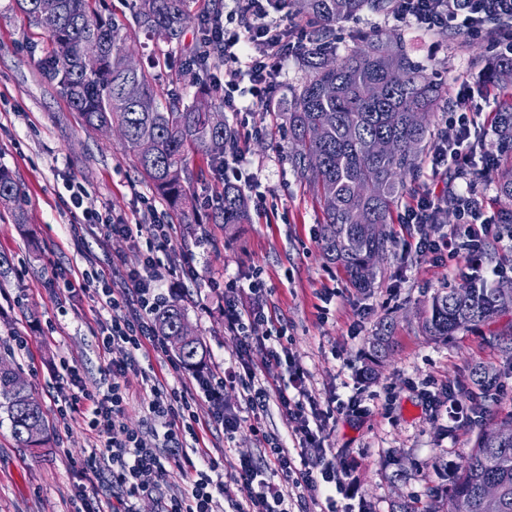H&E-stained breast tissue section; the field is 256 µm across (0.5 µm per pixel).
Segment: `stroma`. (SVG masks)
Wrapping results in <instances>:
<instances>
[{"label": "stroma", "instance_id": "obj_1", "mask_svg": "<svg viewBox=\"0 0 512 512\" xmlns=\"http://www.w3.org/2000/svg\"><path fill=\"white\" fill-rule=\"evenodd\" d=\"M363 31L402 35L412 57L432 68L444 101L453 99L455 81L464 75L474 86L482 118L499 110L501 96L485 91L475 64L476 57L496 52L485 38L462 33L452 41L447 31H426L390 13L365 11L337 24V53L352 48ZM40 47V36L14 0H0V165L15 173L27 215L20 226L0 208V253L11 261L8 281L0 285V360L19 371L50 429L48 451L31 453L18 447L0 410V512H71L81 490L95 507L110 497L107 473L82 472L94 437L82 421L63 428L55 419V404L68 393L55 373L60 359H67L77 365L88 389L102 392L109 382L108 359L122 358L123 352L104 356L91 292H63L53 275L85 268L91 257L109 268L114 287H121L127 264L145 251L146 242L74 235L64 183L71 178L83 182L91 204L117 219L141 218L149 201L166 207L135 173L119 134L101 135L82 126L43 75ZM237 105L227 115L240 136L236 166L243 175H256L264 207L251 211L249 223L215 224L207 215L223 179L188 184L204 223L197 234L180 233L170 250L193 253L198 275L174 287L173 296L184 305L209 359H224L238 342L225 334L224 300L210 292L208 282L223 276L246 284L261 276L267 308L285 331L289 354L306 369L318 407L352 397L360 402L355 413L337 415L326 432L325 445L336 452L345 486L336 497L339 512H394L401 501L432 512L445 503L453 474L474 448L481 426L512 418V358L497 342L499 334L512 329V310L445 342L424 335L420 316L438 291L468 282H512V248L488 239L482 265L473 273L463 265L453 268L419 256V238L436 237L456 221L448 198L439 223H400L413 193L431 183L430 170L422 164L394 207L397 219L387 227L388 251L372 286L354 287L321 255V210L287 161L282 114L249 96L238 98ZM382 322L392 327L394 347L377 378L369 379L364 375L369 339ZM17 330L28 338L26 350H17L11 339ZM478 367L496 370L501 392L477 384L472 373ZM451 384L481 408L480 418L453 428L429 416L423 391L439 393ZM205 444L215 458L256 459L261 453L257 433L246 427L229 438L221 429L210 430Z\"/></svg>", "mask_w": 512, "mask_h": 512}]
</instances>
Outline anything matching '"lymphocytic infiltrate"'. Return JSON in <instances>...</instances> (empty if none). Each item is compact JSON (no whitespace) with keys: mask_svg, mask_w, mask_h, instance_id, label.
<instances>
[{"mask_svg":"<svg viewBox=\"0 0 512 512\" xmlns=\"http://www.w3.org/2000/svg\"><path fill=\"white\" fill-rule=\"evenodd\" d=\"M492 15L512 19V0H395L394 8L397 20L429 31L450 28L470 36L482 34ZM308 43L307 30L284 21L271 0H232L231 8L216 18L194 52L219 54L228 76L224 105L233 111L237 108L235 95L241 91L257 103H269L282 61L303 51ZM473 98L474 88L468 79H459L446 115L447 131L439 136L427 158L432 177L438 178L451 168L457 179L467 182L478 169L496 165L495 155L477 152ZM65 189L74 232L86 231L103 239L118 235L146 240V253L128 270L121 288H112L108 272L98 268L76 270L63 279L66 292L93 291L96 303L107 312L101 323L103 351L116 348L127 354L126 359L106 364L111 383L101 393L86 390L78 367L69 361H61L58 373L59 382L69 393L57 402L56 418L65 427L75 418H83L94 434L98 446L84 459L82 468L88 473L110 472L112 486L118 491L112 512H136L137 499L159 492L170 461L184 467L186 487L164 497L161 512H221L219 497L228 478L242 494L233 501V512H288L284 503L291 494L300 500H325L327 512H336L335 493L342 481L325 446L335 412L317 408L306 385L307 373L283 347L282 334L272 332V317L260 299L262 281L256 279L243 286L234 279L212 280V288L224 291V329L238 340L239 348L233 359L211 363L180 386L166 387L155 372L140 371L137 357L167 352L166 341L153 325L155 314L170 297L157 284L155 255L167 250L177 233L176 224L168 212L152 204L145 208V222L113 223L89 206V193L82 183L67 180ZM459 199L456 223L438 238H421L416 249L419 255L439 262L462 259L475 268L493 227L483 221L482 204L474 194L465 192ZM257 341L266 343L271 361L287 365L289 384H277L251 362L249 349ZM135 370L141 373L146 416L160 424L164 442L175 449L172 455H162L160 449L145 445L123 422L129 399L128 374ZM229 383L241 389L242 413H230L224 407V388ZM273 402L297 422L296 449L284 448L279 439L266 435L262 441L267 455L262 462L242 458L229 470H222L206 449L204 432L216 427L231 435L245 426L258 429ZM278 476L290 482V490L275 484Z\"/></svg>","mask_w":512,"mask_h":512,"instance_id":"1","label":"lymphocytic infiltrate"}]
</instances>
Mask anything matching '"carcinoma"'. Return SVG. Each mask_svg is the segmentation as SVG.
Wrapping results in <instances>:
<instances>
[{
    "mask_svg": "<svg viewBox=\"0 0 512 512\" xmlns=\"http://www.w3.org/2000/svg\"><path fill=\"white\" fill-rule=\"evenodd\" d=\"M30 27L46 33L40 66L60 95L87 128L111 126L134 158L140 175L166 198L180 223H195L193 204L185 184L206 178L203 168H190V157L211 163L237 149V133L212 115L221 111L210 91L199 82L197 70L218 60L213 55L183 69V81L197 87L192 101L160 93L154 70L166 67L158 54L150 66L127 67L129 34L97 0H58L55 24L47 26L41 0H14ZM192 0H135V30L169 51L178 49L193 20ZM292 16L312 25L313 43L303 58L305 81L293 92L283 113L290 142L288 163L310 187L322 210V255L341 267L357 288H367L375 275L376 256L387 250L392 207L413 176L422 147L432 140L429 117L442 98V88L428 68L413 60L402 39L378 33L359 36L361 46L336 58L333 27L364 10L394 9L393 0H276ZM484 84L503 93L504 104L494 120L491 148H512V56L480 57ZM388 139V154L372 151L373 142ZM501 208L498 222L512 224V169L496 175ZM0 206L11 211L14 223H26L20 189L12 171L0 165ZM216 224H245L249 211L244 194L224 187L213 206ZM512 309L507 289L463 284L432 297L422 320L424 333L446 341L456 332L484 323ZM184 307L172 302L156 317L159 333L167 337L180 363L191 369L204 364L207 349L200 338L180 333ZM392 346V329L383 323L369 345L366 374L385 360ZM17 372L0 364V408L10 421L21 448H44L48 433L40 404L27 389L15 386ZM512 421L480 429L475 448L452 478L446 506L438 512H512V433L502 430ZM499 489L496 508L485 506L486 485Z\"/></svg>",
    "mask_w": 512,
    "mask_h": 512,
    "instance_id": "carcinoma-1",
    "label": "carcinoma"
}]
</instances>
